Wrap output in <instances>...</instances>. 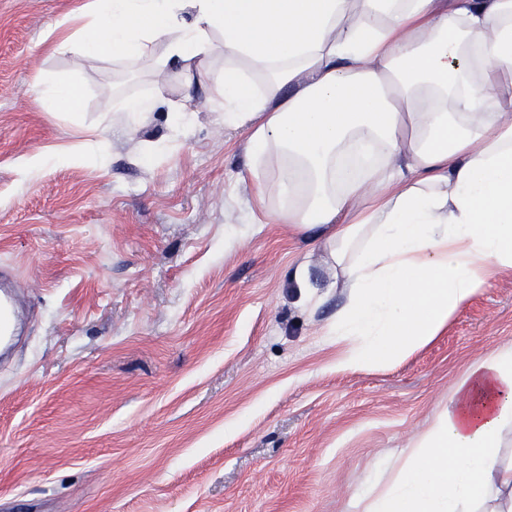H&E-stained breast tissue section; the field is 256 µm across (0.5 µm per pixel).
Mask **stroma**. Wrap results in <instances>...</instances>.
Returning a JSON list of instances; mask_svg holds the SVG:
<instances>
[{"label":"stroma","instance_id":"35a3bbf8","mask_svg":"<svg viewBox=\"0 0 512 512\" xmlns=\"http://www.w3.org/2000/svg\"><path fill=\"white\" fill-rule=\"evenodd\" d=\"M73 5L0 0V274L26 317L0 359V512H354L466 368L512 344V273L428 345L336 370L346 291L322 249L252 223L245 137L212 111L217 87L44 54ZM39 74L77 85V103L34 110ZM160 87L192 96L181 135L167 107L134 130L105 109ZM79 125L99 142L25 177ZM303 264L312 302L292 285Z\"/></svg>","mask_w":512,"mask_h":512}]
</instances>
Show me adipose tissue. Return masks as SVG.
Listing matches in <instances>:
<instances>
[{
	"label": "adipose tissue",
	"instance_id": "obj_1",
	"mask_svg": "<svg viewBox=\"0 0 512 512\" xmlns=\"http://www.w3.org/2000/svg\"><path fill=\"white\" fill-rule=\"evenodd\" d=\"M43 43L217 86L257 223L322 247L348 291L337 369L429 343L512 271V0H81ZM508 427L511 345L457 379L361 512L512 492L494 454Z\"/></svg>",
	"mask_w": 512,
	"mask_h": 512
}]
</instances>
